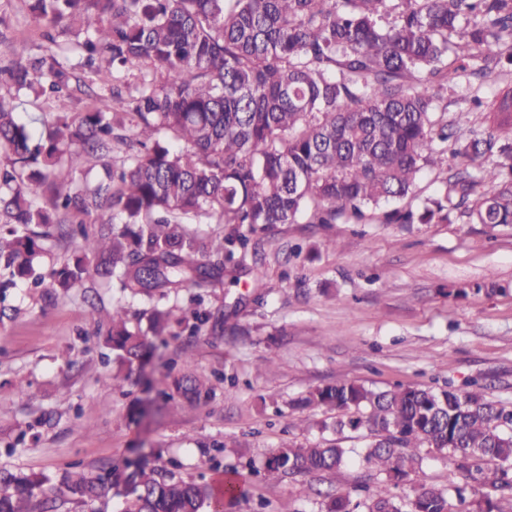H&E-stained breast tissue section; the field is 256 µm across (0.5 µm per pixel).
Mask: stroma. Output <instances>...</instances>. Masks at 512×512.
<instances>
[{
    "label": "stroma",
    "instance_id": "1",
    "mask_svg": "<svg viewBox=\"0 0 512 512\" xmlns=\"http://www.w3.org/2000/svg\"><path fill=\"white\" fill-rule=\"evenodd\" d=\"M499 88L462 80L448 92L449 120L485 129L471 100ZM231 250L220 283L168 300L176 315L198 311V330L155 341L150 361L133 368L105 343L111 290L62 295L19 281L1 292L0 471L35 473L52 488L68 471L141 459L208 480L262 464L283 443L322 441L316 424L335 411L289 403L339 380L382 390L477 384L512 406V224H279ZM217 310L220 332L207 320ZM186 359L210 401L170 398V368ZM370 439L341 435L355 455L326 481L255 477L236 512H320L326 494L377 485L356 455ZM421 454L406 486L463 484L452 457Z\"/></svg>",
    "mask_w": 512,
    "mask_h": 512
}]
</instances>
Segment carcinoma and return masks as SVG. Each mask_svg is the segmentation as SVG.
<instances>
[{"label":"carcinoma","mask_w":512,"mask_h":512,"mask_svg":"<svg viewBox=\"0 0 512 512\" xmlns=\"http://www.w3.org/2000/svg\"><path fill=\"white\" fill-rule=\"evenodd\" d=\"M22 2L45 38H66L79 62L20 41L7 47L18 60L0 67V85L75 98L84 93L81 71L98 92L81 112L61 102L39 135L0 97V289L40 285L41 239L73 240V217L94 224L53 288L68 292L85 279L84 257L100 259L99 273L122 295L106 343L123 365L144 362L147 334L172 329L171 313L155 306L147 327L130 325L125 300L151 303L223 279L224 263L186 230L194 221L229 225L243 247L277 224L358 223L370 206L416 199L420 173L451 156L462 167L438 195L388 211L386 222L447 224L465 215L512 224V86L487 107L483 133L448 124L444 102L460 77L483 82L489 63L505 53L512 61V0ZM476 59L484 67L469 68ZM134 68L140 75L130 82ZM175 386L191 400L209 396L189 375ZM292 406L335 409L325 431L368 430L360 461L390 480L330 496L321 512H458L442 489L393 491L421 466V448L453 456L467 479L499 492L468 512H512V409L475 390L377 391L343 380ZM348 461L336 439L288 442L264 467L324 480ZM252 476L233 470L195 482L126 462L67 473L61 486L88 505L121 485L122 512H234ZM43 484L0 472V512H35Z\"/></svg>","instance_id":"obj_1"}]
</instances>
